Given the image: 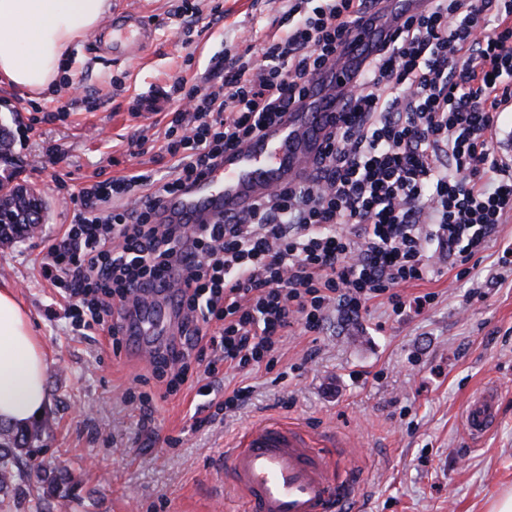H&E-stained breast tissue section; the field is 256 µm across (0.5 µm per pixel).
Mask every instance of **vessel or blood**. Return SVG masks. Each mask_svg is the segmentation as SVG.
Here are the masks:
<instances>
[{
	"label": "vessel or blood",
	"instance_id": "vessel-or-blood-1",
	"mask_svg": "<svg viewBox=\"0 0 512 512\" xmlns=\"http://www.w3.org/2000/svg\"><path fill=\"white\" fill-rule=\"evenodd\" d=\"M423 0H384L385 16L365 33L353 32L340 46L334 62L311 80L312 92L295 111L274 126L226 151L203 177L163 198L156 208L160 224H215L228 213L244 214L272 190L305 182L313 162L327 145L336 121V104L348 88L361 42L386 37L392 27L419 15ZM116 61L149 48L154 24L130 10L113 15L105 28ZM153 295L140 298L123 322L127 333L146 337L175 334L181 314L158 308ZM499 394L487 387L474 393L463 414L472 437L489 432L496 422ZM334 437H316L295 425L265 421L247 427L224 454V478L238 492L242 512H355L357 497L343 476L332 448Z\"/></svg>",
	"mask_w": 512,
	"mask_h": 512
}]
</instances>
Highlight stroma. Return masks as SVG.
Segmentation results:
<instances>
[{
    "mask_svg": "<svg viewBox=\"0 0 512 512\" xmlns=\"http://www.w3.org/2000/svg\"><path fill=\"white\" fill-rule=\"evenodd\" d=\"M223 4V21L203 28L190 48H182L176 29L161 27L151 50L115 63L99 55L90 34L68 50L66 81L37 94L0 83V127L15 137L0 179L33 187L46 203L37 235L0 245V283L15 288L47 353L51 429L38 457L79 483L75 496L49 499V512H240L215 463L246 426L269 418L342 435L340 455L361 480V512H489L512 490V259L504 255L512 222L500 226L469 273L447 271L408 286L409 296L435 293L422 312L398 317L376 300L356 321L330 313L318 339L288 337L275 370L226 379L230 388L243 381L253 387L240 412L196 432L192 389L156 397L146 411L127 404L128 388L157 390L147 362L134 344L104 348L97 337L78 335L57 290L42 279L46 239L72 218L45 147L66 153L63 167L78 183L138 167L125 153L127 140L139 130L161 135L171 77L202 83L210 57L272 9L270 0ZM89 93L101 98L98 111L83 110ZM144 98L155 105L147 120L130 112ZM31 105L50 119L30 124ZM489 386L501 398L498 421L475 441L462 412Z\"/></svg>",
    "mask_w": 512,
    "mask_h": 512,
    "instance_id": "stroma-1",
    "label": "stroma"
}]
</instances>
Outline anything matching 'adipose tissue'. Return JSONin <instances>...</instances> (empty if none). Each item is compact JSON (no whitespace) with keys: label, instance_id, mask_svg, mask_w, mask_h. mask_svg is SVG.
<instances>
[{"label":"adipose tissue","instance_id":"adipose-tissue-1","mask_svg":"<svg viewBox=\"0 0 512 512\" xmlns=\"http://www.w3.org/2000/svg\"><path fill=\"white\" fill-rule=\"evenodd\" d=\"M107 0H0V80L40 90L59 81L67 50L94 30ZM47 357L14 289L0 287V423L46 407Z\"/></svg>","mask_w":512,"mask_h":512}]
</instances>
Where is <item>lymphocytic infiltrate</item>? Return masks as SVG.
I'll use <instances>...</instances> for the list:
<instances>
[{
	"label": "lymphocytic infiltrate",
	"instance_id": "f902f5d3",
	"mask_svg": "<svg viewBox=\"0 0 512 512\" xmlns=\"http://www.w3.org/2000/svg\"><path fill=\"white\" fill-rule=\"evenodd\" d=\"M276 32L249 29L210 59L203 84L175 78L171 119L151 169L68 191L72 220L52 238L43 279L60 288L79 334L103 331L140 291H172L184 322L148 363L166 394L207 397L222 371L273 368L288 336L321 335L329 311L355 320L371 301L394 314L433 294L403 287L441 261L479 260L512 216V162L492 133L512 105V0H430L390 42L362 45V75L307 183L277 189L218 224H158L161 198L275 123L377 0H281Z\"/></svg>",
	"mask_w": 512,
	"mask_h": 512
}]
</instances>
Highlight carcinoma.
<instances>
[{"mask_svg":"<svg viewBox=\"0 0 512 512\" xmlns=\"http://www.w3.org/2000/svg\"><path fill=\"white\" fill-rule=\"evenodd\" d=\"M12 209L0 215V243H9L28 235L29 228L42 221V200L30 193L28 198L11 201ZM42 436L41 426L0 425V512H12L15 501L24 494L31 477L47 484L43 498L68 492L74 479L67 474L48 478L35 454Z\"/></svg>","mask_w":512,"mask_h":512,"instance_id":"obj_1","label":"carcinoma"}]
</instances>
